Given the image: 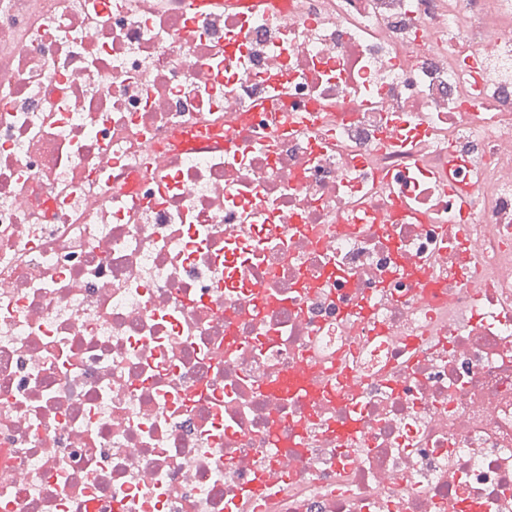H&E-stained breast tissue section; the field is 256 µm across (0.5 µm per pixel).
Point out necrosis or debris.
I'll use <instances>...</instances> for the list:
<instances>
[{
    "mask_svg": "<svg viewBox=\"0 0 512 512\" xmlns=\"http://www.w3.org/2000/svg\"><path fill=\"white\" fill-rule=\"evenodd\" d=\"M86 506L512 512V0H0V512ZM312 362L315 363V366H320L322 360L316 354H310L306 356L304 361L301 363V370H297L291 375V378L293 379V387L296 391L307 390L309 392H313L315 389L316 386L312 383V379L307 377L308 372L313 367Z\"/></svg>",
    "mask_w": 512,
    "mask_h": 512,
    "instance_id": "obj_1",
    "label": "necrosis or debris"
}]
</instances>
